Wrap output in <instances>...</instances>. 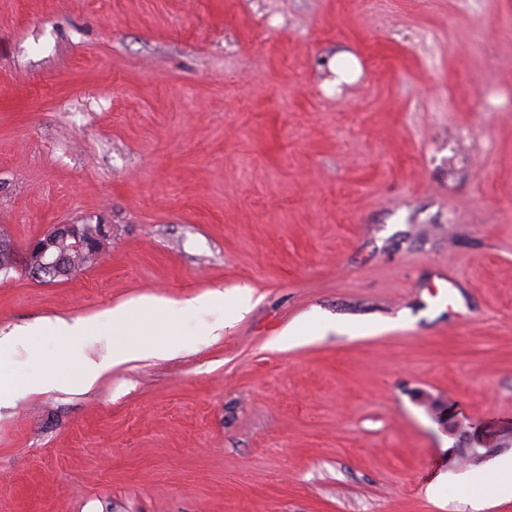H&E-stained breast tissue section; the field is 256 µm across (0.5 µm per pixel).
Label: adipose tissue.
I'll list each match as a JSON object with an SVG mask.
<instances>
[{"label": "adipose tissue", "instance_id": "ef3b65f1", "mask_svg": "<svg viewBox=\"0 0 512 512\" xmlns=\"http://www.w3.org/2000/svg\"><path fill=\"white\" fill-rule=\"evenodd\" d=\"M224 303V292L214 289L207 294L176 305L162 299L149 297L136 305L120 304L102 314L89 318L67 322L61 319H47L41 323L14 330V337L25 338H62L74 340L97 335L105 327L116 330H128L136 333L137 339L117 346L110 360L97 363L80 358L72 364H64L57 369L46 370L38 374L36 381H29L0 370V398L18 394L30 389L45 390L68 383L72 370H79L83 386H92L109 367L130 360L159 355V348L146 337L149 333L174 336L185 316L201 306H220Z\"/></svg>", "mask_w": 512, "mask_h": 512}]
</instances>
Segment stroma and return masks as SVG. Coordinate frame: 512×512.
Returning <instances> with one entry per match:
<instances>
[{"mask_svg": "<svg viewBox=\"0 0 512 512\" xmlns=\"http://www.w3.org/2000/svg\"><path fill=\"white\" fill-rule=\"evenodd\" d=\"M507 103L512 0H0V225L112 227L72 279L0 272V335L253 292L188 351L1 404L0 512H512L460 484L512 444L448 433L512 431Z\"/></svg>", "mask_w": 512, "mask_h": 512, "instance_id": "35a3bbf8", "label": "stroma"}]
</instances>
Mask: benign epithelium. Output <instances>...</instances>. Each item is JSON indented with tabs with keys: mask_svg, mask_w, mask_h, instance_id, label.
<instances>
[{
	"mask_svg": "<svg viewBox=\"0 0 512 512\" xmlns=\"http://www.w3.org/2000/svg\"><path fill=\"white\" fill-rule=\"evenodd\" d=\"M110 236L108 224L101 225L95 239L88 238L81 225L54 224L20 252L9 236L0 234V268L21 266L34 276L69 279L77 269L99 261Z\"/></svg>",
	"mask_w": 512,
	"mask_h": 512,
	"instance_id": "7a95c632",
	"label": "benign epithelium"
}]
</instances>
